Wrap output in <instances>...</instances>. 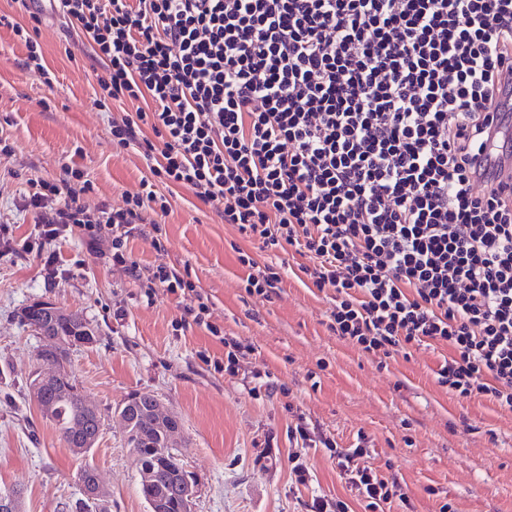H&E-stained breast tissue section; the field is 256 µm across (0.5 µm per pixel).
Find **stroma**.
Instances as JSON below:
<instances>
[{
  "mask_svg": "<svg viewBox=\"0 0 512 512\" xmlns=\"http://www.w3.org/2000/svg\"><path fill=\"white\" fill-rule=\"evenodd\" d=\"M56 75L44 84L23 64L26 48L0 27V225L14 239L34 231L20 208L28 180L52 181L76 164L97 187L87 205L123 206L149 173L133 149L112 142V120L135 113L137 102L108 112L94 91L91 48L75 29L41 26L37 37ZM167 212L157 222L167 251L148 240L128 244L129 259L147 266L166 261L186 270L211 302V323L221 336L248 349L235 373L215 372L200 352L220 358V337L205 328L175 329L181 311L165 289L145 294L124 268L109 263L112 239L102 235L97 254L79 237L60 245L65 272L48 279L32 254L0 257V487L21 494V512H76L80 461L60 441L30 392L40 339L22 320L37 301L78 311L99 340L72 354L71 368L103 419L91 454L110 494V512H148L128 447L119 407L133 393L158 398L179 416L178 447L198 484L194 512H305L312 495L347 497L327 449L309 452L313 481L290 491L287 427L303 413L337 446L367 439L366 465L396 474L407 486L412 512H512V413L489 399H463L438 385L445 348L410 347L387 366L332 335L325 326L331 300L297 277L299 260L280 254L281 289L272 300L249 296L237 257L250 243L222 223L211 205L185 187L161 190ZM269 374L286 391L253 399L256 374ZM280 448L264 458L265 445Z\"/></svg>",
  "mask_w": 512,
  "mask_h": 512,
  "instance_id": "obj_1",
  "label": "stroma"
}]
</instances>
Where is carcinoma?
I'll return each mask as SVG.
<instances>
[{
  "instance_id": "carcinoma-1",
  "label": "carcinoma",
  "mask_w": 512,
  "mask_h": 512,
  "mask_svg": "<svg viewBox=\"0 0 512 512\" xmlns=\"http://www.w3.org/2000/svg\"><path fill=\"white\" fill-rule=\"evenodd\" d=\"M26 324L41 335L42 344L53 343L58 340H80L81 337L97 336V330L78 312H64L62 310L50 316L46 310L40 308L36 302L27 307L23 314ZM76 381L71 372L65 370L60 373L55 383L44 388V392L55 401L53 414L50 417L60 440L72 448L74 442L68 437L71 422L83 410L82 393H73L71 389ZM138 415L132 428L127 432V445L135 455L139 470L154 469L156 483L141 485L144 498H149L169 488L180 476H191L185 470V464L178 449H168L163 440V425L152 414L150 403L145 400L136 404Z\"/></svg>"
}]
</instances>
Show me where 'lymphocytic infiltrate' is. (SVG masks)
<instances>
[{
    "label": "lymphocytic infiltrate",
    "mask_w": 512,
    "mask_h": 512,
    "mask_svg": "<svg viewBox=\"0 0 512 512\" xmlns=\"http://www.w3.org/2000/svg\"><path fill=\"white\" fill-rule=\"evenodd\" d=\"M72 27L104 64L99 100H143L112 123L151 178L122 207L88 208L94 185L76 167L33 181L23 211L58 275L59 245L95 251L112 233V262L163 288L180 326H201V289L168 263H127L150 238L156 183L187 186L260 250L294 248L314 288L334 292L330 332L390 358L408 345L450 347L437 382L512 412V193L480 185V162L512 87V0H63ZM248 295L271 298L280 266L248 253ZM294 487L312 476L310 448L331 449L364 512L410 501L396 476L361 465L319 428L288 429Z\"/></svg>",
    "instance_id": "lymphocytic-infiltrate-1"
}]
</instances>
